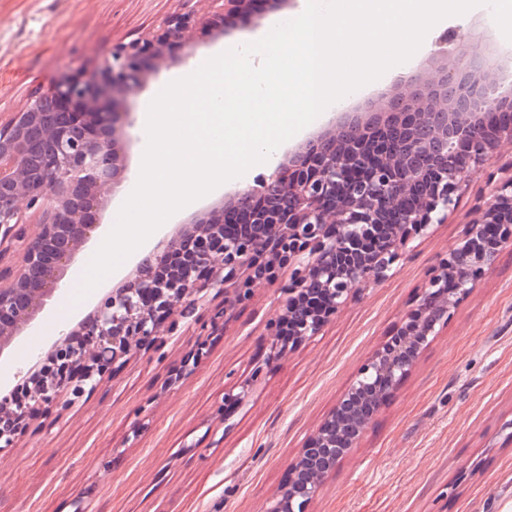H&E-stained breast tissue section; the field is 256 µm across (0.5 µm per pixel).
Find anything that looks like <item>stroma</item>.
<instances>
[{
    "label": "stroma",
    "instance_id": "obj_1",
    "mask_svg": "<svg viewBox=\"0 0 512 512\" xmlns=\"http://www.w3.org/2000/svg\"><path fill=\"white\" fill-rule=\"evenodd\" d=\"M188 12L211 18L220 9L209 0H0V116ZM271 16L257 8L220 34L193 25L178 49L204 62L265 36ZM444 63L439 55L421 69L408 61L366 85L347 109L363 112L381 93L403 94L406 74L425 77ZM185 70L169 64L129 98L122 138L129 170L144 151L143 112ZM493 190L486 175L469 177L447 223L410 243L391 277L362 284L317 336L281 359L269 358L267 322L287 270L226 310L206 360L188 376L182 367L197 327L180 320L164 344L115 363L76 404L31 421L0 455V512H73L79 501L90 512H263L309 436L414 307L428 270ZM259 365L263 376L249 403L222 421L225 390ZM309 512H512V246L459 303Z\"/></svg>",
    "mask_w": 512,
    "mask_h": 512
}]
</instances>
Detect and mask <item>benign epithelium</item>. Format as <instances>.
<instances>
[{
	"instance_id": "obj_1",
	"label": "benign epithelium",
	"mask_w": 512,
	"mask_h": 512,
	"mask_svg": "<svg viewBox=\"0 0 512 512\" xmlns=\"http://www.w3.org/2000/svg\"><path fill=\"white\" fill-rule=\"evenodd\" d=\"M220 2L226 21L253 5ZM191 22L189 14L171 17L162 32L115 47L105 66L63 77L0 120V260L13 247L22 250L18 268L0 265V355L65 294L76 253L99 237L101 192L122 183L126 171L121 101L168 65L169 48ZM459 42L465 49L443 51L451 65L438 70L427 93L390 96L383 112L341 113L333 128L291 148L259 185L237 187L205 217L161 234L76 326L13 367L28 396L17 401L0 387V451L16 446L40 409L70 407L110 365L173 335L172 317L192 314L208 288L224 290V310H232L288 266L281 309L267 323L270 347L282 358L317 335L360 284L386 280L414 239L447 221L460 183L512 145V93L492 97L480 78L511 67L512 54L484 20L459 33ZM28 213L39 215L32 236ZM506 245L512 177L498 183L467 235L428 270L414 308L308 438L265 512H308L326 477ZM301 294L322 307L301 304ZM262 373L256 367L224 392L223 405H245Z\"/></svg>"
}]
</instances>
